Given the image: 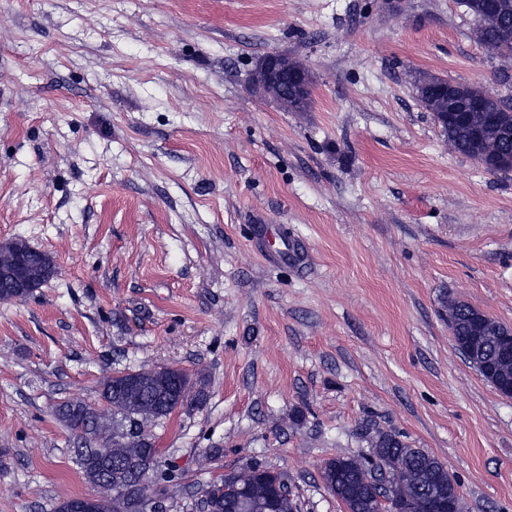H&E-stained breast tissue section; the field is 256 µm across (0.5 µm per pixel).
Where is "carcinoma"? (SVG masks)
Returning <instances> with one entry per match:
<instances>
[{
    "label": "carcinoma",
    "instance_id": "1",
    "mask_svg": "<svg viewBox=\"0 0 512 512\" xmlns=\"http://www.w3.org/2000/svg\"><path fill=\"white\" fill-rule=\"evenodd\" d=\"M462 6L479 22L477 35L485 44L495 47L512 40V0H498L493 16L486 0H462ZM442 132L455 151L473 156L474 138L467 128L450 125ZM447 308L455 317V344L469 363L496 387L511 391L512 349L501 351L494 331L500 322L487 315L477 322L464 301L451 300ZM161 386V379L146 370H123L101 382L97 402L65 401L58 406L57 416L66 426L89 432L107 446V464L89 448L76 449L79 468L97 489V512H145L144 503L171 508L181 476L167 458L154 457L146 443L127 434L133 420L155 422L179 406L175 397L159 403ZM370 447L369 457L336 456L322 470L326 488L346 512H382L391 493L401 501L398 512H440L434 498L438 491L444 503L455 502L457 481L435 456L410 447L393 431L377 432ZM199 494L194 501L198 512H262L271 496L277 512H298L284 476L257 463L226 472L223 481L202 486Z\"/></svg>",
    "mask_w": 512,
    "mask_h": 512
}]
</instances>
